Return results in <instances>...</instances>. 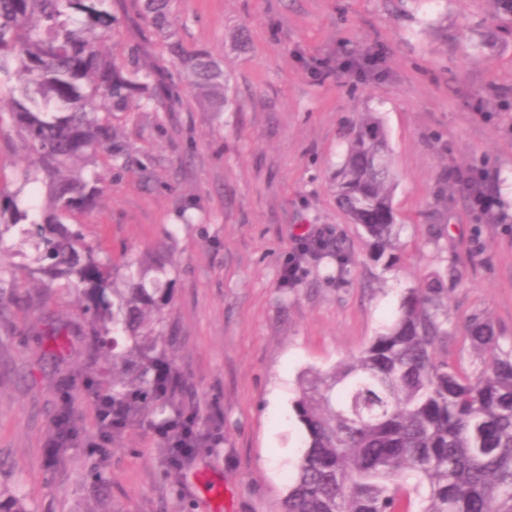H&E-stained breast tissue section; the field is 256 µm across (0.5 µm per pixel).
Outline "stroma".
Instances as JSON below:
<instances>
[{
	"label": "stroma",
	"mask_w": 512,
	"mask_h": 512,
	"mask_svg": "<svg viewBox=\"0 0 512 512\" xmlns=\"http://www.w3.org/2000/svg\"><path fill=\"white\" fill-rule=\"evenodd\" d=\"M173 20L187 49L223 59L226 107L114 114L149 171L99 159L105 193L82 232L115 262H166L164 332L200 419L219 414L223 438L172 471L150 422L107 436L78 291L45 290L18 269L0 323V492L25 496L29 512H215L219 498L224 512H281L303 437L299 374L357 355L430 276L448 285L451 356L475 366L461 332L474 314L512 346V37L491 0H174ZM367 112L396 173L385 263L332 186ZM26 162L4 122L0 185L15 191ZM474 169L494 176L503 220L461 197L458 179ZM309 224L327 226L347 260L305 258L284 289ZM39 292L35 310L26 300ZM59 326L68 346L52 358ZM64 403L74 437L58 466L49 448ZM95 470L108 480L99 491Z\"/></svg>",
	"instance_id": "35a3bbf8"
}]
</instances>
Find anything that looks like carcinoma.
I'll return each mask as SVG.
<instances>
[{
  "label": "carcinoma",
  "mask_w": 512,
  "mask_h": 512,
  "mask_svg": "<svg viewBox=\"0 0 512 512\" xmlns=\"http://www.w3.org/2000/svg\"><path fill=\"white\" fill-rule=\"evenodd\" d=\"M113 0H0V117L8 114L32 158L25 183L46 201L22 209L19 192L0 188V242L12 231L35 250L30 272L79 289L82 312L105 356L108 396L119 407L112 436L153 419L165 428L171 467L189 460L223 426L218 414L199 424L196 406L167 351L164 309L170 289L127 274L84 242L72 219L103 193L84 175L103 153L124 169L133 151L112 125L134 104L174 112L184 90L209 112H222L228 80L207 50L185 53L172 29V0L119 4L125 17L164 44L167 57L119 58L102 43L120 23ZM394 172L387 134L372 112L360 119L336 170V199L382 259L394 248ZM123 277L128 287H115ZM13 273L0 264V322L11 312ZM463 335L480 363L448 362V289L439 277L409 289L385 330L349 361L301 375L293 413L304 437L282 512H512V348L493 322L471 316ZM69 406L58 416L51 456L65 462Z\"/></svg>",
  "instance_id": "cac0c4a2"
}]
</instances>
